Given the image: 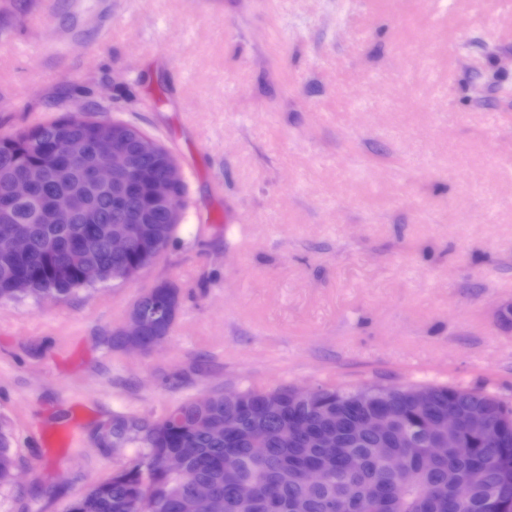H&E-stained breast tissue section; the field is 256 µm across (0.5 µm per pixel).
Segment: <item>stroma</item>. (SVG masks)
<instances>
[{
  "instance_id": "stroma-1",
  "label": "stroma",
  "mask_w": 512,
  "mask_h": 512,
  "mask_svg": "<svg viewBox=\"0 0 512 512\" xmlns=\"http://www.w3.org/2000/svg\"><path fill=\"white\" fill-rule=\"evenodd\" d=\"M98 110L174 153L186 206L136 278L0 302V512L111 473L118 411L377 383L512 403V0H0V136ZM164 282L165 344L113 349ZM16 470V458L6 433L0 434V488L13 485Z\"/></svg>"
}]
</instances>
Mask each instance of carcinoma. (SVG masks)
Instances as JSON below:
<instances>
[{"instance_id":"1","label":"carcinoma","mask_w":512,"mask_h":512,"mask_svg":"<svg viewBox=\"0 0 512 512\" xmlns=\"http://www.w3.org/2000/svg\"><path fill=\"white\" fill-rule=\"evenodd\" d=\"M98 122L94 112L67 115L0 137V235L29 238L25 255L0 256L1 302L47 292L66 297L87 287L86 264L106 277L132 266L137 254L112 253L114 224L142 227L145 246L174 241L179 225L169 223L149 195L164 155L144 158L131 139L126 147L137 165L136 186L126 192L88 183ZM62 142L75 150L67 181L53 176L62 156L51 147ZM30 164L42 165L46 179L29 196L12 197L11 176ZM60 196L75 201L69 224L54 221L53 202ZM170 332L157 319L142 339L149 343ZM450 404L461 415L451 439L436 425ZM478 407L486 423L502 427V447L485 444L473 427ZM379 410L390 416L384 430L351 426ZM326 436L332 452L324 448ZM111 439L129 452L126 462L91 484L67 512H493L496 500L512 503V484L500 480L502 467L512 463V406L490 393L447 384H407L374 394L318 387L309 402L297 400L288 386L240 389L234 400L218 392L205 402L186 399L162 417L116 412ZM448 441L445 453L426 455ZM172 453L184 458L185 472L163 468ZM393 455L404 458L405 472L389 468ZM313 469L328 472L324 484L306 483ZM15 470L9 436L1 433L0 488L13 485ZM464 479L471 495L462 504L456 486ZM200 486L210 499L197 497Z\"/></svg>"}]
</instances>
